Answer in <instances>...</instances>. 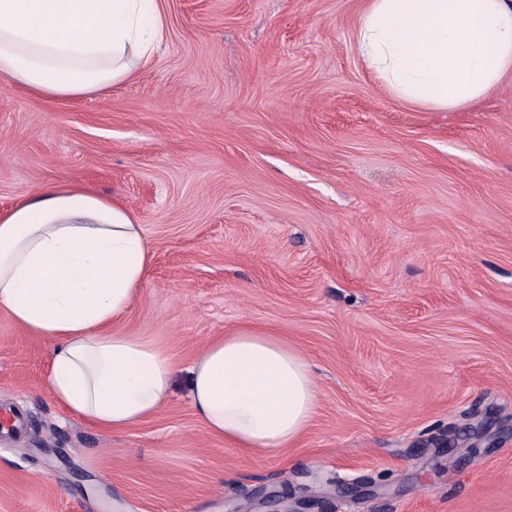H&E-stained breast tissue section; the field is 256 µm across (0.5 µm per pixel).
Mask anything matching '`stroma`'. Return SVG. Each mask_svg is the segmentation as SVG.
I'll list each match as a JSON object with an SVG mask.
<instances>
[{
  "mask_svg": "<svg viewBox=\"0 0 512 512\" xmlns=\"http://www.w3.org/2000/svg\"><path fill=\"white\" fill-rule=\"evenodd\" d=\"M155 64L70 100L0 87V211L60 181L127 204L152 258L116 331L165 346L169 401L101 429L0 312V512H512V82L458 111L363 64L365 0H160ZM250 324L308 357L298 446L209 436L187 368Z\"/></svg>",
  "mask_w": 512,
  "mask_h": 512,
  "instance_id": "1",
  "label": "stroma"
}]
</instances>
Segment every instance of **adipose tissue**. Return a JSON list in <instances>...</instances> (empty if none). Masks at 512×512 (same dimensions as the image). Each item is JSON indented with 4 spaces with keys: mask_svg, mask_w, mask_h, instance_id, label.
Here are the masks:
<instances>
[{
    "mask_svg": "<svg viewBox=\"0 0 512 512\" xmlns=\"http://www.w3.org/2000/svg\"><path fill=\"white\" fill-rule=\"evenodd\" d=\"M158 0H0V78L74 99L151 67ZM356 49L383 87L429 110L467 108L512 77V0H367ZM151 255L127 206L65 183L0 211V312L51 340L48 383L67 410L119 432L168 400L169 350L113 324L139 297ZM205 432L250 455L295 446L317 409L307 357L243 326L189 368Z\"/></svg>",
    "mask_w": 512,
    "mask_h": 512,
    "instance_id": "ef3b65f1",
    "label": "adipose tissue"
}]
</instances>
